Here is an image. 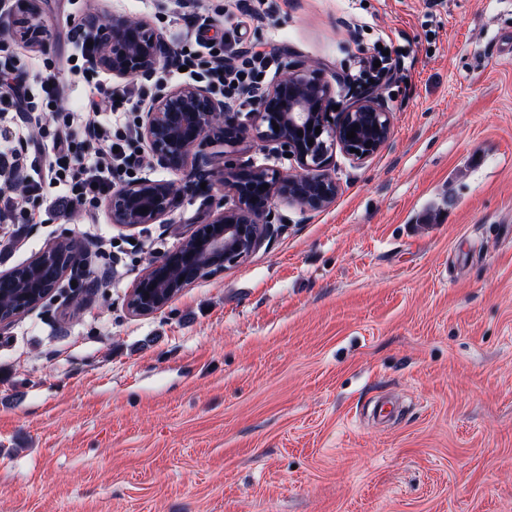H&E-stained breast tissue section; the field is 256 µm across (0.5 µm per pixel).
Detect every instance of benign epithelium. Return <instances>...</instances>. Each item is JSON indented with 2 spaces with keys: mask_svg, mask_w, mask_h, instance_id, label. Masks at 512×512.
<instances>
[{
  "mask_svg": "<svg viewBox=\"0 0 512 512\" xmlns=\"http://www.w3.org/2000/svg\"><path fill=\"white\" fill-rule=\"evenodd\" d=\"M89 30L96 44L93 65L120 79L151 80L174 53L142 20L114 16L110 22L91 21ZM334 105L332 86L316 65L290 67L259 93L250 130L253 137L275 145L282 155L291 154L300 172L287 175L224 160V197L213 202L205 223L149 264L128 295L131 314L145 317L162 311L194 282L260 249L278 232L273 219L276 201L320 211L336 198L339 186L327 173L333 149L339 147L357 161L372 158L390 139L392 112L369 91L339 114ZM351 130L355 137L348 139ZM250 131L239 123L237 113L224 109V100L197 84L161 85L141 112L138 126L151 166L174 173L204 171L214 161L217 144L232 146ZM181 190L173 181L151 178L123 184L106 201L112 223L126 227L158 223ZM86 255L84 249L66 253V244L58 239L22 265L23 278L32 274L40 283L31 291L13 294L9 305L0 303V332L35 311L40 297L51 295L64 279L82 270Z\"/></svg>",
  "mask_w": 512,
  "mask_h": 512,
  "instance_id": "1",
  "label": "benign epithelium"
}]
</instances>
